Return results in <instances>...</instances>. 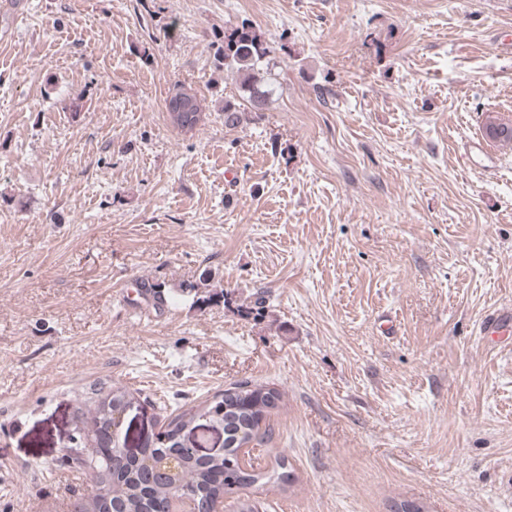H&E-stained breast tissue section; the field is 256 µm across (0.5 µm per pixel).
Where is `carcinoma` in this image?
I'll use <instances>...</instances> for the list:
<instances>
[{"mask_svg":"<svg viewBox=\"0 0 512 512\" xmlns=\"http://www.w3.org/2000/svg\"><path fill=\"white\" fill-rule=\"evenodd\" d=\"M271 46L256 34L250 23L243 21L224 32L215 57L224 73L235 79L237 95L224 99V126L237 128L249 112H263L276 91L269 65ZM483 133L495 143H512V121L488 116ZM280 392L267 385L241 381L224 389L209 403L177 414L167 423L171 434L211 413L224 422V456L201 460L185 450L178 456L179 473L173 477L159 465L173 444L163 442L142 450L139 460L128 461L110 473L112 477V512H154L155 501H164L176 481L195 486L199 492L198 512H221L224 500L238 499L237 512H252L241 494L258 489L274 480V475L240 464L242 449L266 442L261 424L279 408Z\"/></svg>","mask_w":512,"mask_h":512,"instance_id":"1","label":"carcinoma"}]
</instances>
